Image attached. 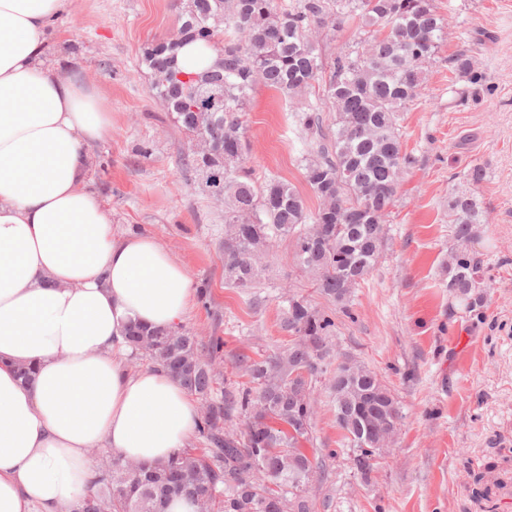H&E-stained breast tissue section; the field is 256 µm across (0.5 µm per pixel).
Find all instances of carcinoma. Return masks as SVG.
I'll use <instances>...</instances> for the list:
<instances>
[{
  "instance_id": "carcinoma-1",
  "label": "carcinoma",
  "mask_w": 512,
  "mask_h": 512,
  "mask_svg": "<svg viewBox=\"0 0 512 512\" xmlns=\"http://www.w3.org/2000/svg\"><path fill=\"white\" fill-rule=\"evenodd\" d=\"M179 37L145 47L141 64L152 89L179 127L191 136L187 165L202 195L224 206V278L232 288L255 287V254L277 239L291 243L294 265L316 278L320 294L348 311L350 288L364 280L382 253V209L394 206L402 175L414 158L403 150L400 114L412 102L436 60L447 25L435 0H177ZM353 24L366 38L353 48L326 53L309 36ZM213 45L216 58L200 73L182 70L180 49ZM458 78L475 81L470 55L451 61ZM187 80L182 81L180 77ZM289 95L315 86L322 98L298 121L309 137L305 180L319 199L311 211L303 196L275 176L257 183L243 142L244 107L257 83ZM453 237L466 243L486 223L476 197L448 198ZM479 262L460 251L448 263V291L471 312L483 302ZM293 337L287 349L239 367L250 386L217 392L205 345L181 326H133L136 353L167 369L189 393L207 401L195 437L205 448H180L165 462L129 469L111 456L94 472L69 512H165L185 498L211 512H314L309 475L322 461L302 445L315 415L312 383L326 375L336 424L352 448V467L368 477L375 454L371 430L394 432L402 415L390 390L377 396L378 376L361 369L342 379L329 369L327 342L336 322L293 296L281 320ZM245 418L243 428L233 417Z\"/></svg>"
}]
</instances>
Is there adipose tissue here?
<instances>
[{"instance_id":"1","label":"adipose tissue","mask_w":512,"mask_h":512,"mask_svg":"<svg viewBox=\"0 0 512 512\" xmlns=\"http://www.w3.org/2000/svg\"><path fill=\"white\" fill-rule=\"evenodd\" d=\"M66 3L0 0V512H68L88 449L154 465L188 446L199 417L124 342L133 324H182L195 282L155 236L116 235L88 178L112 114L44 62Z\"/></svg>"}]
</instances>
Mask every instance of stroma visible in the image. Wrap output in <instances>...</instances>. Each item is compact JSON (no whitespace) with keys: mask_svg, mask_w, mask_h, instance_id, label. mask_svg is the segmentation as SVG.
Returning a JSON list of instances; mask_svg holds the SVG:
<instances>
[{"mask_svg":"<svg viewBox=\"0 0 512 512\" xmlns=\"http://www.w3.org/2000/svg\"><path fill=\"white\" fill-rule=\"evenodd\" d=\"M436 5L448 30L400 122L415 162L385 218L383 253L345 312L294 267L285 240L260 255L255 288L225 283L224 209L197 192L189 137L139 64L147 44L176 34L172 0H67L44 57L95 85L112 113L111 133L92 149L90 178L116 232L156 235L196 287H208L209 306L191 301L183 325L201 340L223 339L211 362L217 389L247 384L242 357L287 348L280 321L289 296L301 295L335 319L339 353L377 373L396 397L402 425L365 480L351 467L324 380L315 382L305 445L325 460L308 486L315 512H512V0ZM463 49L477 82L452 74L449 61ZM317 96L312 89L292 99L259 86L244 117L256 180L279 176L312 210L318 200L300 164L308 142L296 115ZM474 163L486 176L472 188L463 174ZM467 190L487 216L467 245L487 284L475 312L447 288L458 248L448 197Z\"/></svg>","mask_w":512,"mask_h":512,"instance_id":"1","label":"stroma"}]
</instances>
